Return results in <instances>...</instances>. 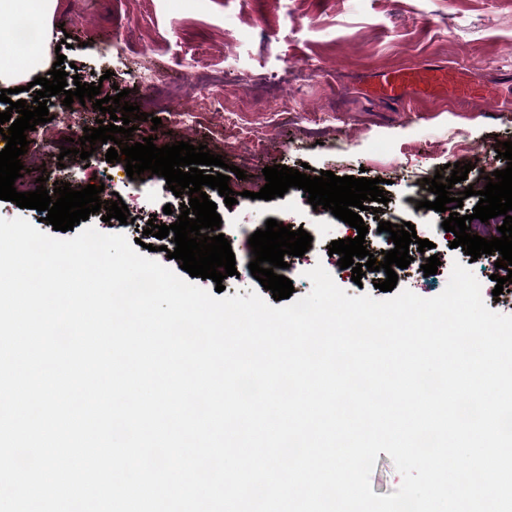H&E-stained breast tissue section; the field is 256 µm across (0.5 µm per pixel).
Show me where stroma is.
<instances>
[{
	"instance_id": "obj_1",
	"label": "stroma",
	"mask_w": 512,
	"mask_h": 512,
	"mask_svg": "<svg viewBox=\"0 0 512 512\" xmlns=\"http://www.w3.org/2000/svg\"><path fill=\"white\" fill-rule=\"evenodd\" d=\"M54 40L72 35L63 48L81 81L128 90L130 103L149 113L134 131V141L152 137L156 146L178 141L208 146L226 164L246 173L231 179L233 191H251L252 199L226 206L217 190L207 195L217 205L220 231L231 244L236 275L223 283L228 296H248L261 284L251 274L248 239L274 219L305 230L313 238L304 256L288 257L283 274L295 297L312 287L307 271L323 266L347 295L383 298L374 278L361 283L351 269L330 257L331 242L344 238L345 224L331 212L314 215L301 189L259 199L264 167L293 169L308 164L311 175H365L388 180L389 201L382 214L362 212L365 240L381 251L386 244L377 220L414 225L418 238L434 243L443 258L435 275L399 271L398 288L430 298L445 288L454 262L481 275L483 261H470L453 247V233L443 229L444 213L418 208L427 199L423 179L448 163L507 166L496 153L481 154L480 144L512 141V0H58L53 16ZM472 72V98L448 101L408 94L389 102L369 92L378 75L422 64ZM160 67L179 85L187 71L220 69L236 85L242 110L226 117L221 109H202L199 91L169 97L164 106L149 104L151 91L141 74ZM283 101L289 115L267 111ZM160 118L152 127L151 118ZM95 121H70L49 129L41 149L32 150L50 181L85 186L110 183L127 205L131 224L89 221L104 233L141 237L153 214L167 205L188 202L164 178L144 173L129 179L124 163L107 162V145L97 144L88 160L61 156L66 139L79 138Z\"/></svg>"
}]
</instances>
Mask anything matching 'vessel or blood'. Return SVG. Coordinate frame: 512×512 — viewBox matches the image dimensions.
<instances>
[{"label":"vessel or blood","instance_id":"1","mask_svg":"<svg viewBox=\"0 0 512 512\" xmlns=\"http://www.w3.org/2000/svg\"><path fill=\"white\" fill-rule=\"evenodd\" d=\"M473 88V80L461 79L450 69L424 65L412 69H395L382 74L373 92L378 97L399 101L412 89L427 98L441 93L464 98L470 95Z\"/></svg>","mask_w":512,"mask_h":512}]
</instances>
